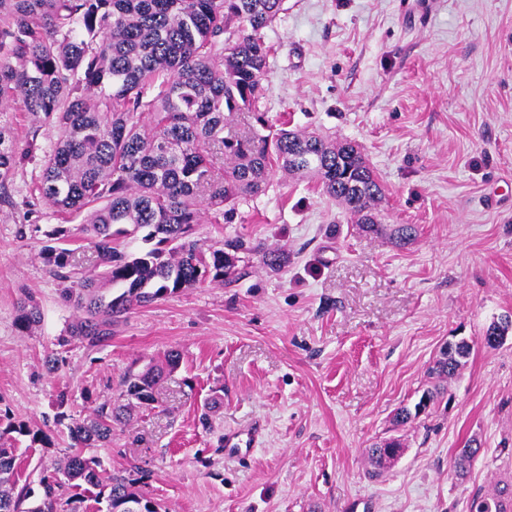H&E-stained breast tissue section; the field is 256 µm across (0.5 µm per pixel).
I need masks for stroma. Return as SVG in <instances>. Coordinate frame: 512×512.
I'll list each match as a JSON object with an SVG mask.
<instances>
[{
    "instance_id": "35a3bbf8",
    "label": "stroma",
    "mask_w": 512,
    "mask_h": 512,
    "mask_svg": "<svg viewBox=\"0 0 512 512\" xmlns=\"http://www.w3.org/2000/svg\"><path fill=\"white\" fill-rule=\"evenodd\" d=\"M266 38L263 111L358 143L385 189L383 223L417 225V239L362 233L317 183L277 174L232 223L193 235L284 248L282 271L248 255L238 284L134 307L103 350L62 348L74 310L38 256L57 220L29 202L55 139L44 130L0 208V414L50 438L21 439L20 478L37 482L67 450L55 391L73 392L68 417L85 415L84 394L112 396L129 367L176 348L158 407L96 451L107 469L138 466L163 512H470L512 479V335L478 343L512 313V0H286ZM28 293L44 315L30 335L17 325ZM462 338L475 348L447 395L395 426L441 348ZM58 349L67 365L45 374ZM254 419L261 446L225 461L224 431ZM391 436L401 455L369 478L368 448ZM473 438L480 451L458 475L453 457ZM512 332V315L507 314L493 321L479 338V343L486 348L494 349L499 347Z\"/></svg>"
}]
</instances>
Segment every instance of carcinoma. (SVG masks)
Segmentation results:
<instances>
[{
  "instance_id": "1",
  "label": "carcinoma",
  "mask_w": 512,
  "mask_h": 512,
  "mask_svg": "<svg viewBox=\"0 0 512 512\" xmlns=\"http://www.w3.org/2000/svg\"><path fill=\"white\" fill-rule=\"evenodd\" d=\"M285 0H0V205L12 204L18 169L43 127L56 132L30 196L49 205L60 225L47 234L39 258L63 283L60 293L77 312L68 339L88 349L112 343L115 326L144 306L205 281L231 285L247 275L242 255L259 253L265 268L288 264L283 248H262L240 236L204 247L192 227L230 222L242 204L264 194L276 171L310 177L371 234H388L403 247L415 224L380 222L384 189L360 146L316 131L289 128L259 108L272 46L265 30L285 11ZM249 133L232 130L240 115ZM28 122L27 150H19L18 118ZM82 218L83 234L98 262L85 267L71 248L66 224ZM147 229L150 247L126 250L125 238ZM37 300L20 302L18 321L31 333L42 324ZM512 332V315L492 322L479 343L499 347ZM474 344H447L428 376L436 380L414 409L395 415L399 425L425 413L455 376ZM181 352L128 370L120 392L67 426L68 452L40 473L42 496L29 508L31 488H17L16 455L0 448V512H160V505L120 473L89 454L112 444L116 425L157 402L155 388L179 367ZM31 443L45 436L26 422L0 417V436ZM402 451L395 438L368 452L377 476ZM480 451L475 441L458 450L457 473ZM472 512H512V484L476 496Z\"/></svg>"
}]
</instances>
